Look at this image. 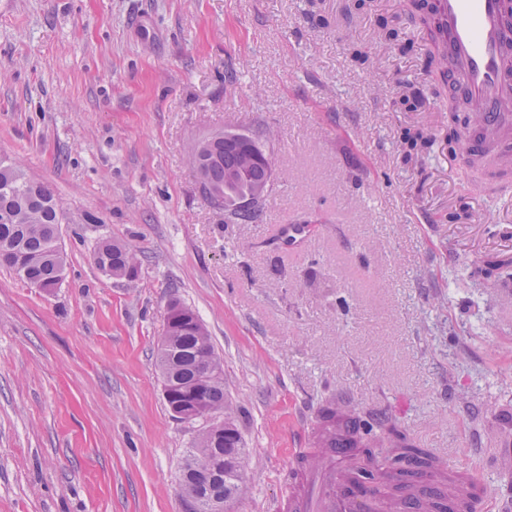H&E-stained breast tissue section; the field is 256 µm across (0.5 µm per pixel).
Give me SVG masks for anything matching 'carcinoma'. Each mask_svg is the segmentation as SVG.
I'll return each mask as SVG.
<instances>
[{"label":"carcinoma","instance_id":"cac0c4a2","mask_svg":"<svg viewBox=\"0 0 512 512\" xmlns=\"http://www.w3.org/2000/svg\"><path fill=\"white\" fill-rule=\"evenodd\" d=\"M200 197L212 205L224 206L226 222L259 224L263 221L264 202L272 188L271 165L265 143L239 133L216 132L201 140L191 155ZM63 216L62 202L48 183L27 175L20 167L0 163V267L21 268L27 272L24 282H37L44 289L55 284L59 269L65 268V254L58 244L56 229ZM95 265L108 275L135 281L138 273V249L129 243L100 241L93 252ZM164 331L157 348V367L163 380L179 389L192 386L202 365L211 364L224 374V359L215 351L204 323L188 306L178 300L169 303ZM216 413L229 416L224 381L208 389L199 418L212 420ZM375 424L352 415L339 416L325 408L322 438L336 439L345 433L352 447L362 449L376 463L368 436ZM226 446L215 447L209 429H203L184 456L181 465V489L185 497L204 499L207 492L196 481V473L216 468L222 474L224 498L241 499L245 493L243 471L234 462L242 443L237 426H224ZM394 460L401 459L421 469L430 468L436 456L428 448L416 447L406 434L391 425Z\"/></svg>","mask_w":512,"mask_h":512}]
</instances>
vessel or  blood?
<instances>
[{
	"label": "vessel or blood",
	"instance_id": "obj_1",
	"mask_svg": "<svg viewBox=\"0 0 512 512\" xmlns=\"http://www.w3.org/2000/svg\"><path fill=\"white\" fill-rule=\"evenodd\" d=\"M435 9L448 39V50L460 66L449 78L466 111L481 122L462 130L455 149L464 165L477 164L491 173L512 169V26L505 0H436ZM324 466L311 463L307 449H297L290 464L295 478L275 512H421L436 500L426 472L389 500L378 487L358 482L351 465L355 451L328 450ZM497 489L478 494L470 487L448 493L450 512H484Z\"/></svg>",
	"mask_w": 512,
	"mask_h": 512
}]
</instances>
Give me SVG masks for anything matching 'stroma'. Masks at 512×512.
Here are the masks:
<instances>
[{
  "instance_id": "obj_1",
  "label": "stroma",
  "mask_w": 512,
  "mask_h": 512,
  "mask_svg": "<svg viewBox=\"0 0 512 512\" xmlns=\"http://www.w3.org/2000/svg\"><path fill=\"white\" fill-rule=\"evenodd\" d=\"M410 8L0 0V157L57 192L67 255L50 293L0 268V512H185L202 426L172 417L155 366L173 299L224 357L236 512H270L320 405L512 487V295L474 272L512 257V192L453 162ZM417 129L431 143L410 156ZM220 130L267 141L262 223L197 192L191 152ZM303 222L288 250L282 227ZM102 238L137 245L135 283L95 266Z\"/></svg>"
}]
</instances>
